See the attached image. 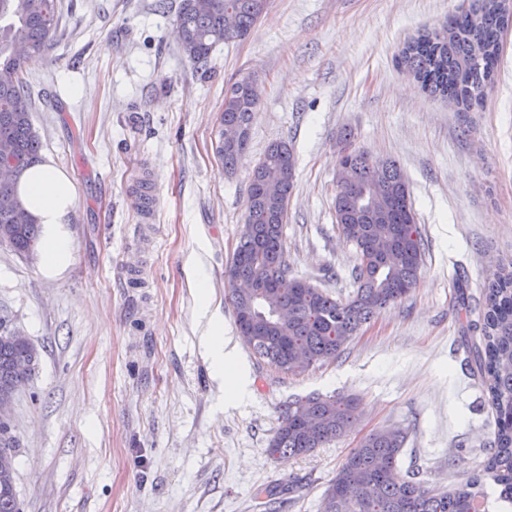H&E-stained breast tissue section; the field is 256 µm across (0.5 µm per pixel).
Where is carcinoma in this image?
Returning <instances> with one entry per match:
<instances>
[{
  "label": "carcinoma",
  "instance_id": "cac0c4a2",
  "mask_svg": "<svg viewBox=\"0 0 512 512\" xmlns=\"http://www.w3.org/2000/svg\"><path fill=\"white\" fill-rule=\"evenodd\" d=\"M266 0H180L176 24L185 57L207 60L213 49L246 37ZM475 16L456 11L448 23L425 31L404 47L400 63L422 89L463 112L481 103L499 66L506 15L497 0H470ZM237 17L234 36L224 34V8ZM59 27L57 0H0V155L9 156L15 177L0 182V246L23 257L34 255L40 230L17 191L25 169L42 161V142L28 104L23 60L48 50ZM258 103L241 80L224 90L215 151L233 172L246 156L249 139L226 146L224 131L250 128ZM338 165L346 170L336 184L334 209L339 232L353 243L356 284L348 300L333 297L292 275L284 240L295 162L288 144L271 143L250 174L244 224L225 280L246 281L250 290L228 289L239 336L255 360L284 374L300 375L316 364L336 361L360 327L378 311L408 296L424 264L421 229L407 178L389 158L374 159L347 147ZM499 281L485 285L481 321L465 293L458 311L480 331L468 352L474 373L488 393L494 418L490 455L453 489L428 486L399 465L405 433L377 430L350 451L322 494L320 512H482L490 476L501 487L499 500L512 504V265ZM39 351L30 338L13 337L0 317V389L22 380L20 365L36 367ZM355 399L310 395L283 405L268 443L271 456H302L347 433L355 419ZM16 438L0 431V512H21L15 485Z\"/></svg>",
  "mask_w": 512,
  "mask_h": 512
}]
</instances>
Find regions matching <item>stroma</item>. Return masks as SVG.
I'll return each instance as SVG.
<instances>
[{"instance_id":"1","label":"stroma","mask_w":512,"mask_h":512,"mask_svg":"<svg viewBox=\"0 0 512 512\" xmlns=\"http://www.w3.org/2000/svg\"><path fill=\"white\" fill-rule=\"evenodd\" d=\"M59 2L55 44L23 72L42 153L74 182V248L52 274L43 253L0 246V311L40 353L10 418L22 512H255L269 494L320 512L346 455L379 429L406 432L400 464L429 485L465 480L491 449L493 418L456 296L479 299L512 262V29L482 105L461 112L399 55L462 0H268L246 38L203 65L180 50L179 0ZM247 72L261 98L231 175L216 132L225 87ZM275 141L295 159L294 275L343 299L355 290L356 249L334 211L347 143L401 165L425 244L412 292L299 376L256 362L225 299L250 171ZM149 172L157 209L143 246L133 200ZM140 249L138 281L128 266ZM214 321L249 381L243 401L226 400L207 356ZM310 394L355 397L354 426L307 455L269 457L282 405Z\"/></svg>"}]
</instances>
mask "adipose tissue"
<instances>
[{
    "mask_svg": "<svg viewBox=\"0 0 512 512\" xmlns=\"http://www.w3.org/2000/svg\"><path fill=\"white\" fill-rule=\"evenodd\" d=\"M19 194L34 215L43 232L45 257L55 262L68 257L72 250V236L67 229L75 206L71 180L52 158H44L38 166L21 178ZM208 356L217 375L229 382L228 401L243 400L248 394L247 382L234 351L226 349L218 332L208 338Z\"/></svg>",
    "mask_w": 512,
    "mask_h": 512,
    "instance_id": "ef3b65f1",
    "label": "adipose tissue"
}]
</instances>
